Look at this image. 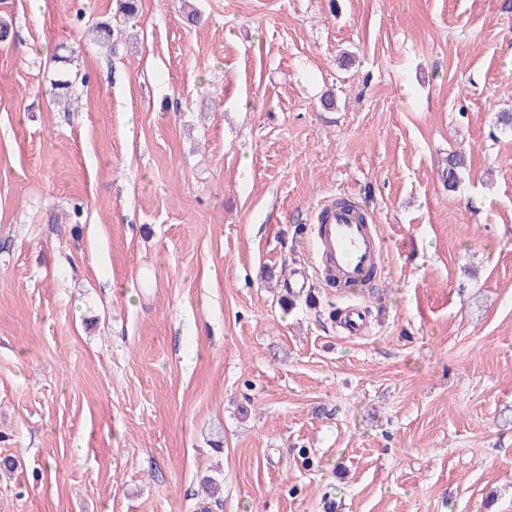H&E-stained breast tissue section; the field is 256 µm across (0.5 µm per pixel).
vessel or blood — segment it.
<instances>
[{"label":"vessel or blood","mask_w":512,"mask_h":512,"mask_svg":"<svg viewBox=\"0 0 512 512\" xmlns=\"http://www.w3.org/2000/svg\"><path fill=\"white\" fill-rule=\"evenodd\" d=\"M320 213L315 235L318 262L339 286H359L382 252L376 224L344 208L326 206Z\"/></svg>","instance_id":"1"}]
</instances>
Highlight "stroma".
Segmentation results:
<instances>
[{"label":"stroma","mask_w":512,"mask_h":512,"mask_svg":"<svg viewBox=\"0 0 512 512\" xmlns=\"http://www.w3.org/2000/svg\"><path fill=\"white\" fill-rule=\"evenodd\" d=\"M505 2L0 0V512H512ZM314 242L317 260L327 277L335 278L342 288L359 286L382 252L377 225L366 213L361 220L352 210L328 205L317 215ZM204 498L196 503L195 512H220L224 504V477L206 474L201 478Z\"/></svg>","instance_id":"stroma-1"}]
</instances>
